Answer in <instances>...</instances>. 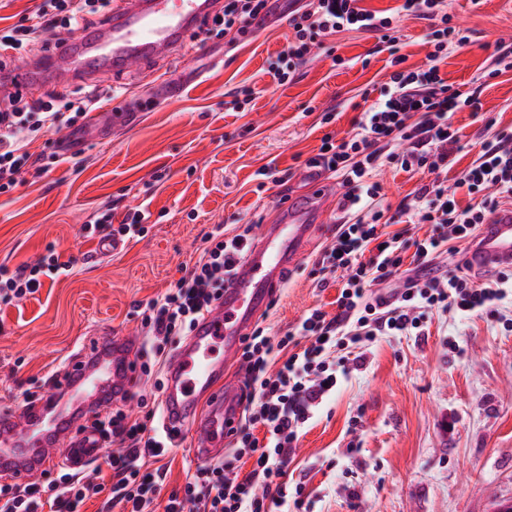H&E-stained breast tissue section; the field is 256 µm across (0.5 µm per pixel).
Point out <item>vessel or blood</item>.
Segmentation results:
<instances>
[{"label":"vessel or blood","instance_id":"1","mask_svg":"<svg viewBox=\"0 0 512 512\" xmlns=\"http://www.w3.org/2000/svg\"><path fill=\"white\" fill-rule=\"evenodd\" d=\"M221 0H117L112 17L81 36L61 34L59 48L23 60L1 71L0 80L34 83L70 69L85 74L124 68L150 56H168L189 39L198 23L216 14ZM127 112L89 113L84 133L67 134L58 143L63 154L90 142L89 131L118 132L127 127ZM303 206L284 204L279 219L268 225L239 263L231 284L211 311L179 345L165 373L163 410L167 426L189 429L193 454L207 462L223 456L228 431L240 414L237 386L224 380V367L239 352L240 339L267 306L275 288L295 267L313 225L325 212L323 179ZM465 264L474 271L512 270V206L497 209L468 246ZM133 336L93 338L54 375L47 392L22 409L0 410V476L25 485L42 477L51 465L72 470L85 467L103 451L99 436L60 421L59 401L70 393L92 397L111 390L113 398L128 395L140 379Z\"/></svg>","mask_w":512,"mask_h":512}]
</instances>
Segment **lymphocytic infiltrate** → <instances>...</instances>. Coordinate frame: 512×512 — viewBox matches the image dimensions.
<instances>
[{
    "instance_id": "1",
    "label": "lymphocytic infiltrate",
    "mask_w": 512,
    "mask_h": 512,
    "mask_svg": "<svg viewBox=\"0 0 512 512\" xmlns=\"http://www.w3.org/2000/svg\"><path fill=\"white\" fill-rule=\"evenodd\" d=\"M268 2L224 0L222 13L202 22L198 34L206 39L231 32L247 34L257 19L267 15ZM110 6L111 0H39L21 22L0 27V63L25 57L39 35L54 37L90 27L92 18ZM402 9L433 23L434 50L426 70L406 67L399 39L392 34V16L362 7L361 0H307L304 10L291 18L294 39L274 70L279 83H286L306 62L317 38L346 31L379 34L392 67L384 100L365 112L359 132L341 140L325 135L310 160L312 166L340 179L344 189L340 206L348 219L338 225L321 253L320 275L314 280L319 288L339 286L336 313L313 309L295 331L276 341L260 327L245 337L241 356L245 422L232 431L233 452L223 461L197 468L182 491L169 495L165 512H272L285 496L284 467L299 432L337 383V348H362L380 336L422 329L425 311L433 307L491 314L512 293V271H500L477 286L461 267L442 270L434 264L449 252L452 242L474 238L501 199L512 198V131L496 132L483 143L478 160L460 180L469 193L481 194L482 201L458 209L439 175L450 163L449 146L458 141L452 116L472 106L473 100L445 84L437 63L464 40L450 24L446 0H403ZM112 98L111 88L97 85L48 90L30 100L1 96L0 195L19 184L30 164L28 147L34 140L75 127ZM388 164L425 168L434 175L392 214L381 206L382 186L375 179L378 169ZM149 217V212L138 209L116 225L107 212L82 225L81 232L87 237H132L141 233ZM412 221L432 225L431 234L422 239L411 235ZM391 224L396 232L385 234V226ZM252 231V225L245 224L230 237L209 234L189 274L175 288L137 307L144 376L161 375L172 338L189 335L221 297L253 240ZM376 241L380 249L368 254ZM408 255L416 276L404 287L375 292V285L389 279ZM70 269L53 252L13 270L1 266L0 305L19 303L39 291L42 277ZM87 424L111 450L105 466L110 477H102L97 467L76 475L59 465L44 485L4 482L0 512H81L87 500L98 496L103 499L101 512H152L166 479L161 461L175 447L177 432L158 430L150 415L130 419L120 407L94 413ZM257 425L267 429V443L253 434ZM245 458L254 459L255 465L244 474L238 464Z\"/></svg>"
}]
</instances>
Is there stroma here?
<instances>
[{"instance_id":"35a3bbf8","label":"stroma","mask_w":512,"mask_h":512,"mask_svg":"<svg viewBox=\"0 0 512 512\" xmlns=\"http://www.w3.org/2000/svg\"><path fill=\"white\" fill-rule=\"evenodd\" d=\"M403 0H364L393 14L405 65L421 70L433 50L430 21L402 12ZM467 38L440 65L446 84L472 96L455 112L463 151L445 185L459 208L478 197L457 187L479 157L482 120L512 129V69L498 71L499 42L512 40V0H447ZM247 36L189 40L170 58H147L120 71L74 75L73 85L125 87L138 114L126 131L104 135L76 160L30 167L0 195V266L36 262L48 249L71 262L70 274L44 279L33 296L0 308V407L64 366L95 333L137 331L134 307L164 294L194 266L206 234L269 223L282 198L306 190L302 178L324 135L359 130L389 80L388 52L373 33L324 39L287 84L270 72L294 36L288 0ZM254 91L245 110L226 105L229 91ZM332 113L323 123L324 113ZM275 178L261 179L264 167ZM386 205L432 179L425 169L382 167ZM137 207L149 211L143 234L108 260L81 225L104 212L113 224ZM342 217L332 210L314 227L287 287L259 323L272 338L313 309L335 314L338 287H315L311 263L330 244ZM423 335L382 336L363 348L362 366L340 377L314 412L285 470L283 512H492L512 498V297L495 315L428 313ZM191 438L165 457L166 482L154 504L184 486L197 461Z\"/></svg>"}]
</instances>
